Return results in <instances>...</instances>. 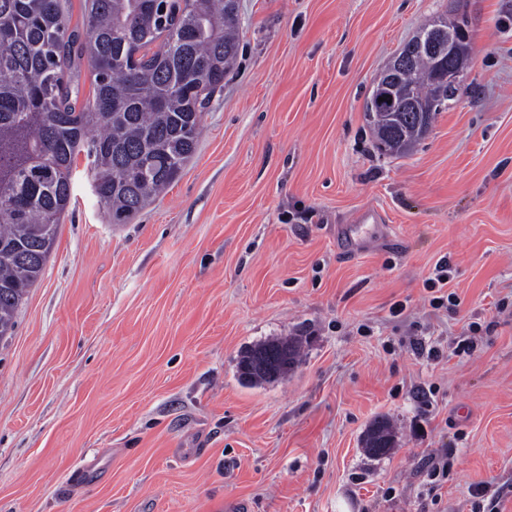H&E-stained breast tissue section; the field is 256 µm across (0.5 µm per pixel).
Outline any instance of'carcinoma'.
Here are the masks:
<instances>
[{
  "mask_svg": "<svg viewBox=\"0 0 512 512\" xmlns=\"http://www.w3.org/2000/svg\"><path fill=\"white\" fill-rule=\"evenodd\" d=\"M0 0V341L41 277L72 198L75 160L84 154L102 213L125 224L176 182L193 157L206 104L224 87L239 54L238 13L225 0ZM88 65L82 93L75 61ZM460 84L445 80L435 54L411 65L370 97L366 117L383 153L401 154L429 131ZM286 346L298 337L245 351ZM395 447L380 418L362 448L379 457Z\"/></svg>",
  "mask_w": 512,
  "mask_h": 512,
  "instance_id": "carcinoma-1",
  "label": "carcinoma"
}]
</instances>
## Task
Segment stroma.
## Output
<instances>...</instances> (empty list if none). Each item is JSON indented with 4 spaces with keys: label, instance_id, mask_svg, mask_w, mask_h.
I'll list each match as a JSON object with an SVG mask.
<instances>
[{
    "label": "stroma",
    "instance_id": "stroma-1",
    "mask_svg": "<svg viewBox=\"0 0 512 512\" xmlns=\"http://www.w3.org/2000/svg\"><path fill=\"white\" fill-rule=\"evenodd\" d=\"M240 15L237 65L163 197L108 223L77 161L0 343V512H512V0ZM444 16L468 35L460 90L408 154L381 153L364 104ZM443 260L448 310L426 288ZM472 322L478 347L455 356ZM286 336L300 362L243 384L241 352ZM381 416L396 444L371 459ZM394 446L393 425L385 418L375 420L367 429L362 440L363 451L369 457L387 455Z\"/></svg>",
    "mask_w": 512,
    "mask_h": 512
}]
</instances>
